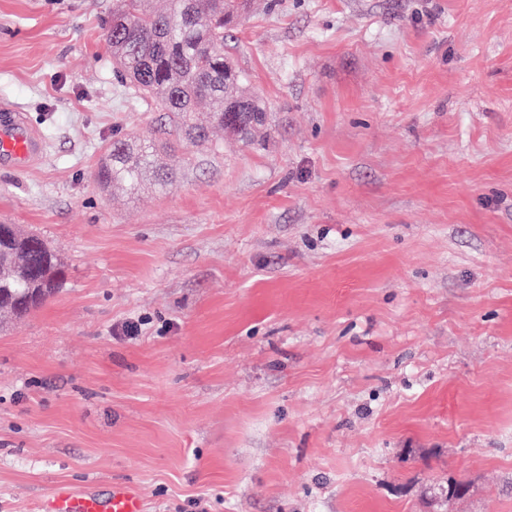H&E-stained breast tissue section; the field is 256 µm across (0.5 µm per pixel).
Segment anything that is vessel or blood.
I'll list each match as a JSON object with an SVG mask.
<instances>
[{
    "mask_svg": "<svg viewBox=\"0 0 512 512\" xmlns=\"http://www.w3.org/2000/svg\"><path fill=\"white\" fill-rule=\"evenodd\" d=\"M45 152V140L16 113L0 107V160L18 167L37 161ZM48 512H144L140 489L131 484L113 485L109 495L58 485L46 504Z\"/></svg>",
    "mask_w": 512,
    "mask_h": 512,
    "instance_id": "obj_1",
    "label": "vessel or blood"
}]
</instances>
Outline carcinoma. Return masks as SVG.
Instances as JSON below:
<instances>
[{
  "mask_svg": "<svg viewBox=\"0 0 512 512\" xmlns=\"http://www.w3.org/2000/svg\"><path fill=\"white\" fill-rule=\"evenodd\" d=\"M250 0H116L104 27L116 75L135 95L172 115L189 144L209 143L214 131L249 142L265 123L262 99L239 90L243 75L224 56L226 30ZM154 159L151 137L115 139L95 172L103 187L138 190ZM63 273L56 254L33 234L19 247L0 248V310L22 315L39 305L41 288L56 290Z\"/></svg>",
  "mask_w": 512,
  "mask_h": 512,
  "instance_id": "obj_1",
  "label": "carcinoma"
}]
</instances>
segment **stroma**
Returning <instances> with one entry per match:
<instances>
[{"instance_id":"stroma-1","label":"stroma","mask_w":512,"mask_h":512,"mask_svg":"<svg viewBox=\"0 0 512 512\" xmlns=\"http://www.w3.org/2000/svg\"><path fill=\"white\" fill-rule=\"evenodd\" d=\"M111 16L0 0V104L47 142L0 223L65 266L0 319V512H512V0H255L224 51L265 125L135 193L107 146L178 131ZM47 512H144L140 489L131 484H115L106 497L58 485L46 504Z\"/></svg>"}]
</instances>
